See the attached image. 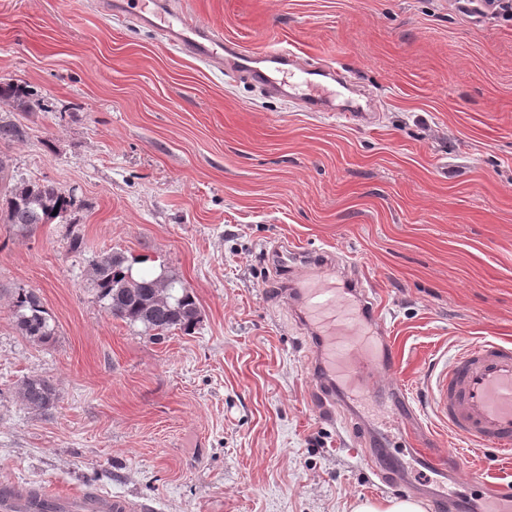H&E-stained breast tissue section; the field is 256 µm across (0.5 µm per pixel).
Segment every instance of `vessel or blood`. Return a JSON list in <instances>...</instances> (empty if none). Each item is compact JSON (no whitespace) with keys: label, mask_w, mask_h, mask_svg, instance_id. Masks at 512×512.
<instances>
[{"label":"vessel or blood","mask_w":512,"mask_h":512,"mask_svg":"<svg viewBox=\"0 0 512 512\" xmlns=\"http://www.w3.org/2000/svg\"><path fill=\"white\" fill-rule=\"evenodd\" d=\"M96 8L104 16L120 15L151 27L169 46L217 70L272 88L287 86L288 100L302 111L329 109L334 96L329 81L336 76L335 67L302 64L291 44L281 43L264 54L243 52L214 26L175 11L168 0H156L148 16L133 10L129 0H96ZM274 255L280 260L305 261L317 270L295 294L316 328L310 359L319 370L313 400L320 412L332 418L339 402L351 397L375 398L374 376L394 370L397 360L394 350L379 352L363 327L365 315L375 324L383 322L373 289L354 275L338 281L333 255L304 258L280 249ZM431 374L425 406L435 421L448 426L467 446L491 449L511 459L512 344L478 341L434 366ZM364 462L375 483L396 491L400 473L386 451H366ZM49 504L57 512H146L145 505L103 494L56 500L42 492L0 495V512H43Z\"/></svg>","instance_id":"1"}]
</instances>
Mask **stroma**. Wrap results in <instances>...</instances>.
Returning <instances> with one entry per match:
<instances>
[{"instance_id":"1","label":"stroma","mask_w":512,"mask_h":512,"mask_svg":"<svg viewBox=\"0 0 512 512\" xmlns=\"http://www.w3.org/2000/svg\"><path fill=\"white\" fill-rule=\"evenodd\" d=\"M180 3L247 51L286 40L335 61L371 117L299 111L94 0H0V82L43 98L0 101L28 129L0 160L84 202L66 224L0 223V486L155 512H352L383 497L361 461L377 436L412 480L442 482L413 459L460 447L452 433L424 440L386 402L332 422L312 409L308 333L270 253L327 251L371 284L397 356L374 382L386 397L421 406L435 358L512 342V21L480 0ZM111 252L188 288L195 333L158 342L112 318L89 280ZM19 288L40 297L51 341L16 329ZM33 376L56 389L48 414L19 399ZM464 455L454 492L512 493V464ZM38 92L30 85H21L18 83L0 82V100L11 102L17 109L28 111L31 109V103L40 106Z\"/></svg>"}]
</instances>
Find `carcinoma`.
<instances>
[{"mask_svg": "<svg viewBox=\"0 0 512 512\" xmlns=\"http://www.w3.org/2000/svg\"><path fill=\"white\" fill-rule=\"evenodd\" d=\"M0 100L26 111L31 104H40L38 92L30 85L0 82ZM25 137L23 127L15 122L0 120V144L20 142ZM79 207L76 196L51 183L19 179L9 173L0 160V222L29 231L36 224H53L66 219ZM131 265L120 254L97 256L90 262L91 285L116 319L131 325H142L155 340H162L178 330L194 332L201 322V311L191 292L173 278H128ZM10 315L23 335L41 342L56 335V326L35 292L18 289L13 297ZM22 403L35 411H47L57 400L49 380H25L19 389Z\"/></svg>", "mask_w": 512, "mask_h": 512, "instance_id": "obj_1", "label": "carcinoma"}]
</instances>
